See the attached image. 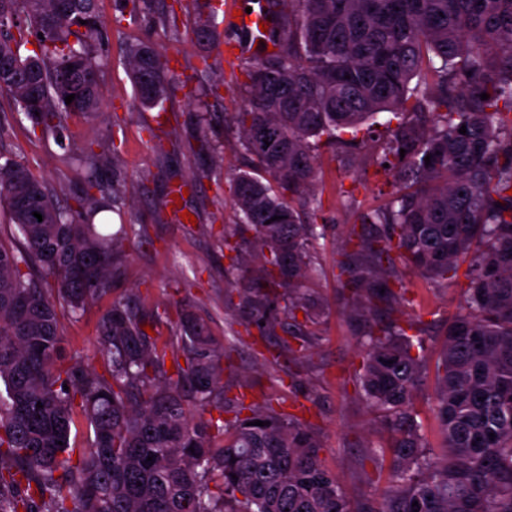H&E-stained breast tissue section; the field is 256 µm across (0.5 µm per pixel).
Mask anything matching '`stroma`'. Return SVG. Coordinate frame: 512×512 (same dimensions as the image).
<instances>
[{
    "mask_svg": "<svg viewBox=\"0 0 512 512\" xmlns=\"http://www.w3.org/2000/svg\"><path fill=\"white\" fill-rule=\"evenodd\" d=\"M98 10L107 24L104 48L109 57L99 75L101 112L72 116L56 139L33 136L27 121L12 122L0 135V151L43 178L63 206L72 205V193L80 184L79 175L65 164V154L114 139L119 148L116 166L103 170L101 177L125 180L127 193L120 215L112 222L144 225L149 238L142 246L124 242L125 275L111 296L100 299L81 318L62 316L67 349L79 353L86 364L100 367L96 325L115 296H139L147 308L164 313L158 329L166 338L174 334L172 318L177 310L191 308L217 343L234 346L231 355L220 361L229 397L243 398L248 404L268 403L303 418L320 440L326 468L353 506L369 512L390 485V459L385 429L356 382L363 352L349 318L354 297L340 273L344 241L358 214L384 201L379 193L383 178L375 173L369 149L341 161L331 160L328 150L319 152L315 193L322 199L327 229L315 255L312 288L320 316L299 375L290 379L287 367L266 360V341L255 327L240 326L229 302L236 276L228 271L224 228L237 220L230 181L246 164L239 137L225 129L217 152L192 155L185 149L200 119L197 103L187 93L197 89L199 82L224 79L207 98L216 126L223 127L224 114L239 111L244 104L241 82L224 61L223 42L205 49L187 38L174 39L162 26L122 17L120 0H98ZM143 40L154 42L187 83L168 103L170 121L163 125L155 112L140 111L134 98L124 49ZM156 126L178 141V148L158 150L149 134ZM175 183L187 186L182 206L195 214V224L172 221L161 210ZM465 286L462 276L435 283L403 270L401 291L412 302L407 314L421 317L424 323L419 340L427 361H435L443 328L461 313Z\"/></svg>",
    "mask_w": 512,
    "mask_h": 512,
    "instance_id": "1",
    "label": "stroma"
}]
</instances>
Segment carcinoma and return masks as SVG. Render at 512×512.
I'll return each mask as SVG.
<instances>
[{
    "mask_svg": "<svg viewBox=\"0 0 512 512\" xmlns=\"http://www.w3.org/2000/svg\"><path fill=\"white\" fill-rule=\"evenodd\" d=\"M124 2L136 20L153 0ZM266 2L274 51L237 64L246 104L229 119L250 157L232 182L238 221L224 227L239 308L276 339L274 361L296 378L319 316L306 285L326 230L314 161L322 149L371 146L391 191L360 213L342 261L360 296L359 386L392 435V485L370 512H512V0ZM157 22L202 46L219 37L210 13L183 33L169 13ZM104 34L97 0H0V93L33 132L56 136L71 115L100 111L99 82L83 73L107 64ZM126 55L139 107L166 111L182 87L167 60L149 40ZM427 68L431 83L412 85ZM380 113L391 117L375 128ZM214 137L201 119L197 149ZM116 154L73 152L84 187L63 208L0 152V209L17 240L0 243V512H360L298 418L242 401L223 417L224 350L190 309L163 341L144 330L156 314L116 298L97 326L102 371L67 356L59 311L79 318L112 294L124 274L117 235L143 234L95 223L126 194L124 180L97 178ZM462 257L464 312L445 328L435 365L433 451L413 413L427 369L407 330L421 319L393 315L403 301L396 262L443 283ZM79 416L90 438L74 462Z\"/></svg>",
    "mask_w": 512,
    "mask_h": 512,
    "instance_id": "carcinoma-1",
    "label": "carcinoma"
}]
</instances>
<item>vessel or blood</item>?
<instances>
[{
	"mask_svg": "<svg viewBox=\"0 0 512 512\" xmlns=\"http://www.w3.org/2000/svg\"><path fill=\"white\" fill-rule=\"evenodd\" d=\"M239 9L248 10L246 20H236L235 12ZM223 10L228 26L234 30L233 37L227 41L228 52L236 51L243 56H261L268 47L264 28L272 23L264 0H225Z\"/></svg>",
	"mask_w": 512,
	"mask_h": 512,
	"instance_id": "vessel-or-blood-1",
	"label": "vessel or blood"
}]
</instances>
